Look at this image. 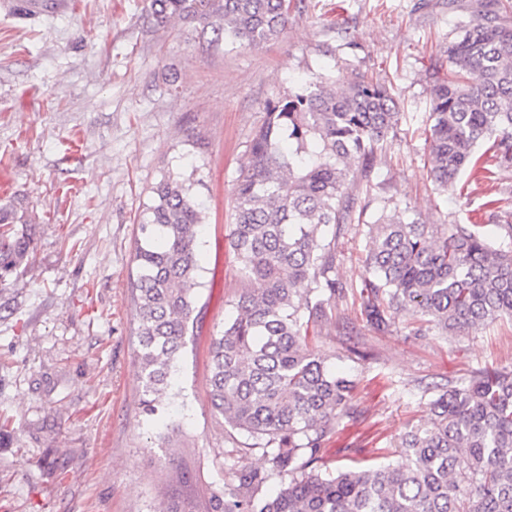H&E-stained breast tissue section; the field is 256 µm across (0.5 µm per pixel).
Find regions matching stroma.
<instances>
[{"instance_id":"1","label":"stroma","mask_w":512,"mask_h":512,"mask_svg":"<svg viewBox=\"0 0 512 512\" xmlns=\"http://www.w3.org/2000/svg\"><path fill=\"white\" fill-rule=\"evenodd\" d=\"M258 48L214 41L179 19L156 25L146 0H0V206H19L28 253L0 285V512H158L197 499L232 469L266 459L215 416L208 347L243 286L228 251L233 187L265 104L310 77L391 83L404 117L379 153L368 216L399 207L424 224L512 217V168L437 189L423 128L430 74L481 0H292ZM206 211L194 323L162 419L145 414L129 275L139 224L165 176ZM366 228L337 245L336 276L363 275ZM321 349L354 381L352 409L318 466L399 464L381 456L432 395L475 370L512 369V322L445 340L367 325L352 297L329 300ZM187 476L175 479L174 473Z\"/></svg>"}]
</instances>
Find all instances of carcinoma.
Segmentation results:
<instances>
[{"label":"carcinoma","mask_w":512,"mask_h":512,"mask_svg":"<svg viewBox=\"0 0 512 512\" xmlns=\"http://www.w3.org/2000/svg\"><path fill=\"white\" fill-rule=\"evenodd\" d=\"M162 25L200 22L216 38L255 48L286 29L291 0H148ZM512 0H491L448 41V68L432 74L426 144L430 175L451 189L466 171L491 178L512 167ZM234 187L230 247L243 287L210 350L215 415L249 434L268 467L241 468L205 506L160 512H512V370L484 368L430 401L432 417L405 428L401 466L324 473L321 444L351 410L353 380L311 346L329 322L324 295L352 292L366 322L385 332L392 315L415 336H460L512 322V250L481 224H422L395 207L374 221L352 193L370 182L378 150L400 121L392 89L360 73L342 92L317 76L267 103ZM484 151H479V148ZM140 224L130 278L139 319L142 402L154 416L186 346L199 283L196 228L203 212L190 186L161 180ZM368 227L358 284L336 278V242ZM25 223L0 208V279L26 256ZM278 478L275 496L263 494Z\"/></svg>","instance_id":"1"}]
</instances>
